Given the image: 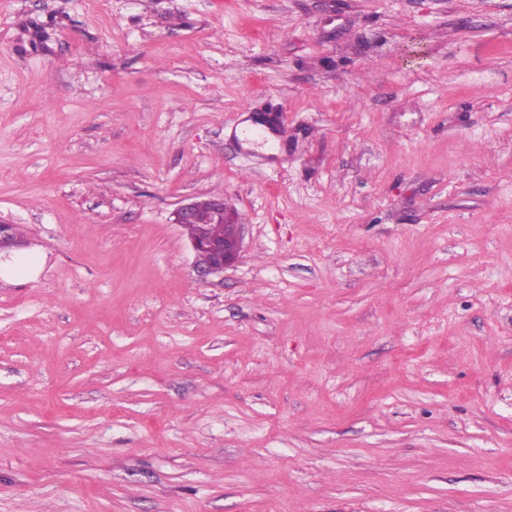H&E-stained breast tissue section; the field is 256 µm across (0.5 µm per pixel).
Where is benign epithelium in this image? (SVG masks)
I'll return each instance as SVG.
<instances>
[{
  "label": "benign epithelium",
  "instance_id": "1",
  "mask_svg": "<svg viewBox=\"0 0 512 512\" xmlns=\"http://www.w3.org/2000/svg\"><path fill=\"white\" fill-rule=\"evenodd\" d=\"M174 223L184 228L189 224H210L215 231L206 238H189L195 255L207 256V261L196 262L199 276L218 275L234 265L242 248V224L229 211L222 197L192 198L174 211ZM29 247V241L14 236L13 225L0 222V257Z\"/></svg>",
  "mask_w": 512,
  "mask_h": 512
}]
</instances>
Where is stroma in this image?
Segmentation results:
<instances>
[{
  "label": "stroma",
  "mask_w": 512,
  "mask_h": 512,
  "mask_svg": "<svg viewBox=\"0 0 512 512\" xmlns=\"http://www.w3.org/2000/svg\"><path fill=\"white\" fill-rule=\"evenodd\" d=\"M1 221L0 512H512V0H0ZM174 224L183 229L189 224H210L215 227L210 236L209 227L190 225L186 228L196 255L195 269L200 277L224 273L225 268L237 262L242 248L243 224L239 223L235 213L226 208L223 197L185 200L174 211ZM201 254L207 256L206 262H199ZM13 224L0 222V260L9 257L12 251H21L29 247L28 239L23 241L14 236Z\"/></svg>",
  "instance_id": "stroma-1"
}]
</instances>
